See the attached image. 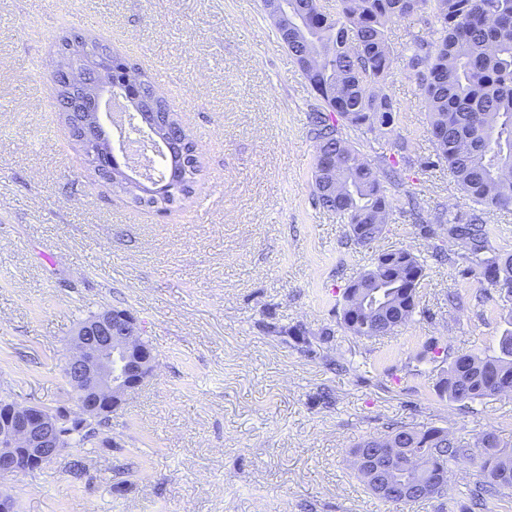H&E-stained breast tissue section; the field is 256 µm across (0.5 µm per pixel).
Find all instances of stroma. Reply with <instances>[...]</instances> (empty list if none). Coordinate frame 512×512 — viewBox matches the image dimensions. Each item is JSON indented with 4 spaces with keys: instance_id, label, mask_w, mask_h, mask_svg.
Listing matches in <instances>:
<instances>
[{
    "instance_id": "obj_1",
    "label": "stroma",
    "mask_w": 512,
    "mask_h": 512,
    "mask_svg": "<svg viewBox=\"0 0 512 512\" xmlns=\"http://www.w3.org/2000/svg\"><path fill=\"white\" fill-rule=\"evenodd\" d=\"M79 29L148 74L178 108L202 172L164 212L134 208L91 170L50 104L57 36ZM386 92L395 138L416 161L371 249L312 199L315 95L262 0H0V389L67 405L71 340L92 313L129 310L157 368L112 419L116 447L67 449L0 477L15 512H395L356 478L348 453L388 426L493 431L512 447V396L471 409L440 400L422 359L439 340L491 353L506 309L431 259L427 222L470 200L435 166L426 103L405 76L406 22L391 26ZM427 263L414 319L394 334L350 335L341 294L374 253ZM465 300L450 308L449 292ZM335 332L327 359L283 336ZM340 361V369L328 366ZM331 404L319 402L322 390ZM86 471L74 476L73 461Z\"/></svg>"
}]
</instances>
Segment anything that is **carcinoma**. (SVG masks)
I'll list each match as a JSON object with an SVG mask.
<instances>
[{"label":"carcinoma","mask_w":512,"mask_h":512,"mask_svg":"<svg viewBox=\"0 0 512 512\" xmlns=\"http://www.w3.org/2000/svg\"><path fill=\"white\" fill-rule=\"evenodd\" d=\"M288 4L276 35L317 96L310 135L316 150L331 159L326 167H314L313 196L317 206L347 225L345 245L369 248L382 236L395 195L405 185L399 162L413 165L403 141L393 142L401 160L385 154L369 159L350 137L352 131L386 137L395 128L397 111L385 92L395 60L389 31L405 21L406 76L426 101L435 156L448 164L472 202L467 212L441 210L434 227L424 224L420 207L413 206L411 215L438 241L434 257L440 263L464 264L483 285L480 298L512 304V254L490 243L486 224L490 212L512 209V0H337L334 14L323 11L319 0ZM65 56L86 66L105 60L117 69L127 65L82 30L59 37L52 63ZM137 72L141 94L155 103L170 132H180L166 161L172 173L185 168L183 181L158 202L134 200L137 206L165 208L195 193L202 165L179 113L150 75ZM425 276L424 261L410 250L379 252L343 289V327L367 339L394 333L416 313ZM506 324L492 355L452 352L437 341L426 346L424 355L440 364L434 391L441 400L467 407L512 395V313ZM288 335L296 337L300 351L318 355L304 325ZM379 439L401 449L392 463L398 485H442L436 512H482L487 501L512 493V449L494 431L467 441L445 428L403 425ZM460 466L475 472L464 498L449 492Z\"/></svg>","instance_id":"obj_1"}]
</instances>
